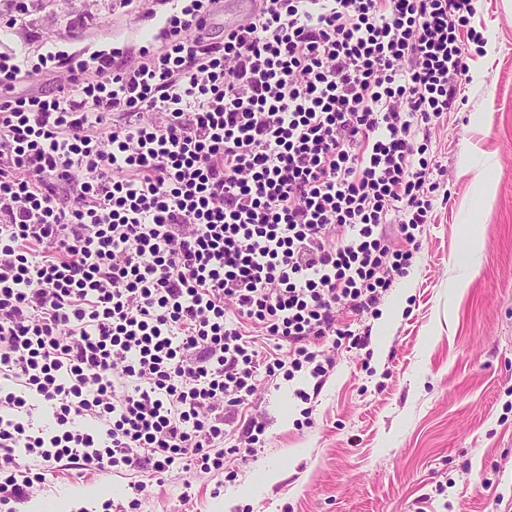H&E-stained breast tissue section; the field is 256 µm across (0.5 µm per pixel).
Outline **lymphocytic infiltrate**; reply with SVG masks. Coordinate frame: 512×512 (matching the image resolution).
Listing matches in <instances>:
<instances>
[{
	"label": "lymphocytic infiltrate",
	"instance_id": "f902f5d3",
	"mask_svg": "<svg viewBox=\"0 0 512 512\" xmlns=\"http://www.w3.org/2000/svg\"><path fill=\"white\" fill-rule=\"evenodd\" d=\"M216 2L39 55L48 91L0 52V508L60 469L129 478L139 512L148 481L257 455L264 423L233 424L260 382L321 389L324 341L364 347L422 246L472 0H260L218 42Z\"/></svg>",
	"mask_w": 512,
	"mask_h": 512
}]
</instances>
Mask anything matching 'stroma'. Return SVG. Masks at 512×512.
I'll return each mask as SVG.
<instances>
[{
	"label": "stroma",
	"mask_w": 512,
	"mask_h": 512,
	"mask_svg": "<svg viewBox=\"0 0 512 512\" xmlns=\"http://www.w3.org/2000/svg\"><path fill=\"white\" fill-rule=\"evenodd\" d=\"M472 4L485 44L471 54L467 102L430 132L447 198L408 276L369 319L366 348L328 346L336 367L321 390L304 377L261 384L248 410L265 424L258 456L228 457L231 482L183 471L149 485L140 512H499L512 502V0ZM169 11L165 0H79L71 10L0 0V51L33 63L59 49L137 47ZM298 388L314 391L310 404ZM95 488L110 490L116 510L130 494L109 473L54 469L32 495Z\"/></svg>",
	"instance_id": "obj_1"
}]
</instances>
